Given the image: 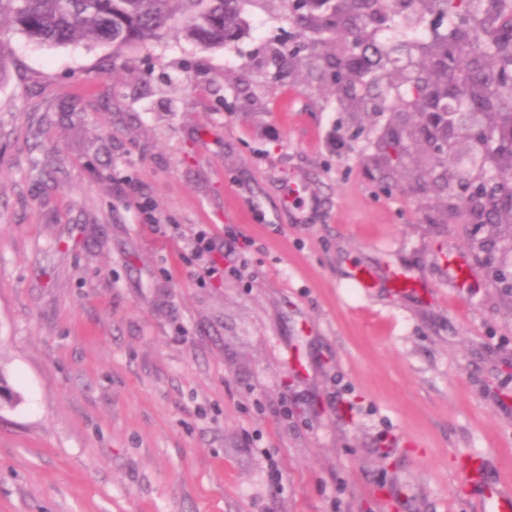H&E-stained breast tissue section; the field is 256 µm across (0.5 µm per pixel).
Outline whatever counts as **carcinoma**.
I'll use <instances>...</instances> for the list:
<instances>
[{"label": "carcinoma", "instance_id": "cac0c4a2", "mask_svg": "<svg viewBox=\"0 0 512 512\" xmlns=\"http://www.w3.org/2000/svg\"><path fill=\"white\" fill-rule=\"evenodd\" d=\"M310 12L295 17L305 28L329 34L347 35L343 51L363 46L370 23L392 9H412L422 17L429 14L448 18L446 30L420 43L406 40L396 47L409 56L406 88L393 83L385 70L388 53L373 47L375 72L371 79L367 66L345 63L336 58V71L347 88L340 93L342 108L361 112L373 104L381 112L406 111L418 114L423 142L437 137L431 128V104H443L435 114L448 116V83L460 58L469 59L472 74L455 88L457 102L477 109L496 125L498 136L512 138V34L502 26H512V15L496 11L492 0H308ZM241 0H0V82L8 75L11 49L4 39L1 23L7 20L12 31L27 40L48 46H66L90 41L112 47L158 43L171 24L181 26L187 40L202 47L227 46L244 31ZM404 147L390 131L373 145L371 159L380 170L401 162ZM451 154L442 151L424 159L439 170L437 180L448 182V174L462 177L448 163ZM20 396L0 369V409L13 408Z\"/></svg>", "mask_w": 512, "mask_h": 512}]
</instances>
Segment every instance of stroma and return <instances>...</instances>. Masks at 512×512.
Listing matches in <instances>:
<instances>
[{"mask_svg": "<svg viewBox=\"0 0 512 512\" xmlns=\"http://www.w3.org/2000/svg\"><path fill=\"white\" fill-rule=\"evenodd\" d=\"M242 12L230 47L10 37L0 512H478L463 460L512 480V224L417 149L383 176L369 142L417 116L337 111L308 58L338 42L290 0ZM357 264L429 294L362 291ZM189 245L192 256L198 260L205 261L204 265L200 266V278L224 276V267L217 261L210 259L213 251V239L209 236L206 229L197 230Z\"/></svg>", "mask_w": 512, "mask_h": 512, "instance_id": "1", "label": "stroma"}]
</instances>
